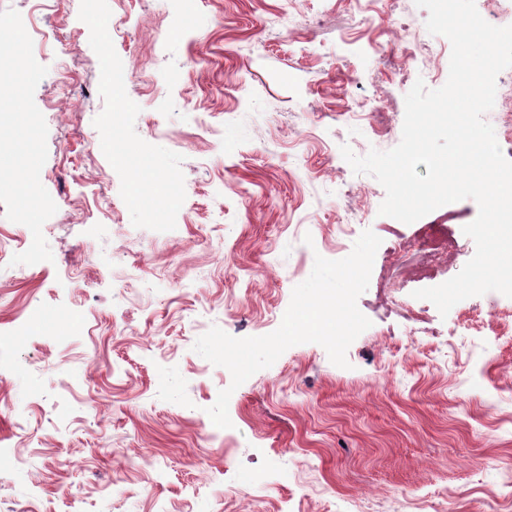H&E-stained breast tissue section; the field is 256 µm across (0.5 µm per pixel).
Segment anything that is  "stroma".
Masks as SVG:
<instances>
[{"instance_id": "1", "label": "stroma", "mask_w": 512, "mask_h": 512, "mask_svg": "<svg viewBox=\"0 0 512 512\" xmlns=\"http://www.w3.org/2000/svg\"><path fill=\"white\" fill-rule=\"evenodd\" d=\"M0 512H512V298H414L475 253L474 200L405 224L341 155L401 140L451 44L415 0H0ZM101 23L94 32L93 23ZM68 96H60L61 86ZM485 119L512 159V68ZM120 138L132 151L120 160ZM379 246L332 364L290 347L232 388L193 349L281 324L316 257Z\"/></svg>"}]
</instances>
